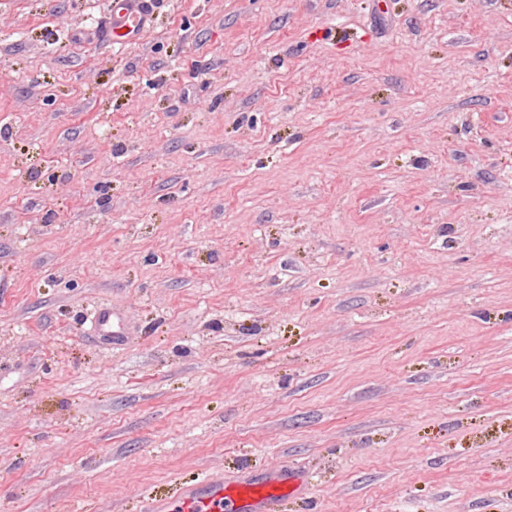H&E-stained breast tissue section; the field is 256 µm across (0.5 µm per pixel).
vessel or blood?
<instances>
[{"instance_id":"obj_1","label":"vessel or blood","mask_w":512,"mask_h":512,"mask_svg":"<svg viewBox=\"0 0 512 512\" xmlns=\"http://www.w3.org/2000/svg\"><path fill=\"white\" fill-rule=\"evenodd\" d=\"M145 0H113V44L124 45L139 39L150 24ZM97 333L118 337L124 333L121 317L109 309H99L94 317ZM305 474L297 469L279 472L260 481L224 483L200 480L183 489L178 500L151 499L145 512H247L258 506L262 512H282L289 495L300 489Z\"/></svg>"}]
</instances>
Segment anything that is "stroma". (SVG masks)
I'll use <instances>...</instances> for the list:
<instances>
[{
    "mask_svg": "<svg viewBox=\"0 0 512 512\" xmlns=\"http://www.w3.org/2000/svg\"><path fill=\"white\" fill-rule=\"evenodd\" d=\"M152 13L0 0V512H512V0ZM146 0H114L112 2L111 40L114 45L136 41L150 26L153 16L146 10ZM95 330L99 334L112 336V339L118 336H124V323L122 318L107 308L99 309L94 317ZM306 475L297 469L280 471L276 476L252 482L202 479L183 489L177 501L152 498L146 512H242L260 506L262 512H282L288 495L305 484Z\"/></svg>",
    "mask_w": 512,
    "mask_h": 512,
    "instance_id": "1",
    "label": "stroma"
}]
</instances>
